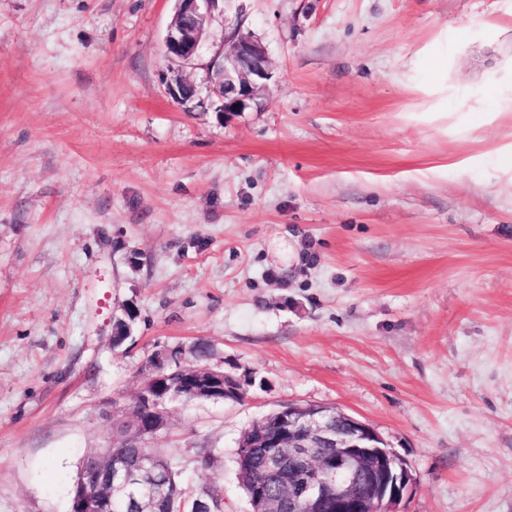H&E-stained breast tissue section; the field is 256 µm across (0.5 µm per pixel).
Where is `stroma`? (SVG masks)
I'll return each instance as SVG.
<instances>
[{"mask_svg": "<svg viewBox=\"0 0 512 512\" xmlns=\"http://www.w3.org/2000/svg\"><path fill=\"white\" fill-rule=\"evenodd\" d=\"M174 12L0 0V512H66L151 358L200 341L244 395L170 404L149 445L224 512L289 403L374 427L399 512H512V0H222L186 103ZM236 28L271 79L225 116ZM173 76L166 81V89L170 96L180 101H188L194 96V86L183 77L179 69H172Z\"/></svg>", "mask_w": 512, "mask_h": 512, "instance_id": "35a3bbf8", "label": "stroma"}]
</instances>
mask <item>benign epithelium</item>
<instances>
[{
    "mask_svg": "<svg viewBox=\"0 0 512 512\" xmlns=\"http://www.w3.org/2000/svg\"><path fill=\"white\" fill-rule=\"evenodd\" d=\"M176 9L163 41L166 59L186 65L198 54L206 26L221 0H175ZM229 51L219 50L211 61L213 93L220 112L234 115L250 108L266 90L270 79L264 48L249 35L227 36ZM166 81L170 96L188 101L194 86L180 70H171ZM241 394L238 385L219 367H190L172 350L150 361V372L134 404L123 411L140 441L155 438L167 426L165 406L178 399L222 400ZM243 446L269 449L267 477L285 486L288 497L277 499L267 483L251 489L256 512H396L414 477L407 465L391 452L368 423L328 406L295 403L267 415L243 434ZM106 464L112 468V488L139 482L150 501L171 494L166 482V460L145 454L137 472L127 470L113 441ZM72 512H106L108 490L82 477L72 489Z\"/></svg>",
    "mask_w": 512,
    "mask_h": 512,
    "instance_id": "benign-epithelium-1",
    "label": "benign epithelium"
}]
</instances>
